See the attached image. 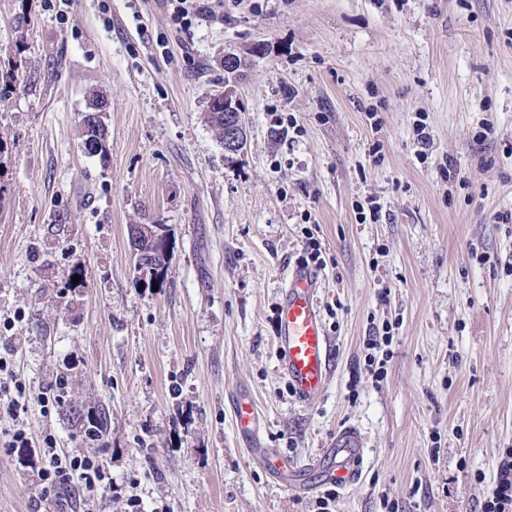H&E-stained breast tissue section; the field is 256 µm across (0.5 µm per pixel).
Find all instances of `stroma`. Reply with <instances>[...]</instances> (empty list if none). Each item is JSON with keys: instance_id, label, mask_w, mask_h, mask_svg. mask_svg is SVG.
<instances>
[{"instance_id": "stroma-1", "label": "stroma", "mask_w": 512, "mask_h": 512, "mask_svg": "<svg viewBox=\"0 0 512 512\" xmlns=\"http://www.w3.org/2000/svg\"><path fill=\"white\" fill-rule=\"evenodd\" d=\"M258 43L229 154L207 102L225 51ZM8 68L25 80L0 87V357L31 393L33 452L6 447L0 415V512H73L39 485L48 436L111 476L101 512H314L322 477L294 494L239 442V388L290 460L361 431L335 512H481L512 448V0H224L180 32L161 0H0ZM94 91L104 162L80 147ZM311 222L334 360L304 404L273 324ZM132 224L168 230L162 288L135 281ZM386 328L389 351L368 349ZM42 393L105 408L108 433Z\"/></svg>"}]
</instances>
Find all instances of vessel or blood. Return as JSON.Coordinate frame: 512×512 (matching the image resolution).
Listing matches in <instances>:
<instances>
[{"mask_svg":"<svg viewBox=\"0 0 512 512\" xmlns=\"http://www.w3.org/2000/svg\"><path fill=\"white\" fill-rule=\"evenodd\" d=\"M321 286L322 279L315 270L303 264L290 265L278 308L276 347L280 368L293 395L304 403L324 392L334 351L321 317ZM233 410L238 435L250 455L263 463L276 482L295 488L296 468L287 457L262 444L260 415L247 392H237ZM363 456L360 432L345 426L337 430L312 464L326 466L328 482L343 487L356 481Z\"/></svg>","mask_w":512,"mask_h":512,"instance_id":"b4317fda","label":"vessel or blood"}]
</instances>
